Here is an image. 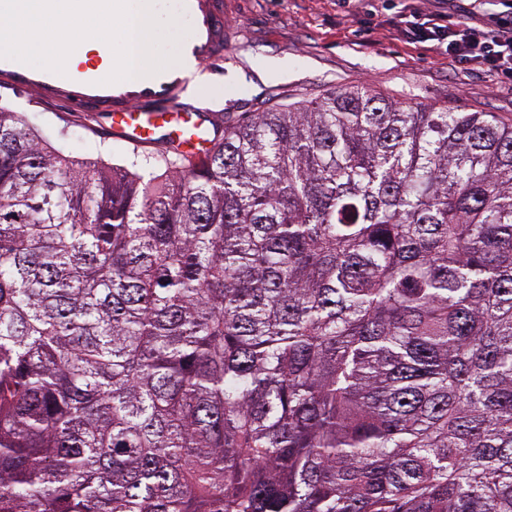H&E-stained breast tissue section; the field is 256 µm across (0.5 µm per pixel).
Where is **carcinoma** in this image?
I'll list each match as a JSON object with an SVG mask.
<instances>
[{
	"instance_id": "carcinoma-1",
	"label": "carcinoma",
	"mask_w": 512,
	"mask_h": 512,
	"mask_svg": "<svg viewBox=\"0 0 512 512\" xmlns=\"http://www.w3.org/2000/svg\"><path fill=\"white\" fill-rule=\"evenodd\" d=\"M74 139L0 106V512H512L511 115Z\"/></svg>"
}]
</instances>
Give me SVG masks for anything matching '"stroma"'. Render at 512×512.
Here are the masks:
<instances>
[{
	"label": "stroma",
	"instance_id": "obj_1",
	"mask_svg": "<svg viewBox=\"0 0 512 512\" xmlns=\"http://www.w3.org/2000/svg\"><path fill=\"white\" fill-rule=\"evenodd\" d=\"M414 10L485 24L488 0H224L223 76L203 95L225 116L302 104L344 85L412 103L512 113V79H491L414 42L399 19ZM0 105L40 126L69 127L84 157L111 158L96 114L77 116L37 92L0 86Z\"/></svg>",
	"mask_w": 512,
	"mask_h": 512
}]
</instances>
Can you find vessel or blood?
<instances>
[{
  "instance_id": "1",
  "label": "vessel or blood",
  "mask_w": 512,
  "mask_h": 512,
  "mask_svg": "<svg viewBox=\"0 0 512 512\" xmlns=\"http://www.w3.org/2000/svg\"><path fill=\"white\" fill-rule=\"evenodd\" d=\"M160 18H175L189 32L180 53L195 68H207L224 60V0H153ZM115 57L102 43L96 49L76 47L58 74L0 58V82L35 90L51 104H65L73 112H96L109 124L107 133L139 148L154 146L165 132L177 140H192L201 150L207 140L213 113L208 103L188 99V80L179 70L165 69L154 75L108 82Z\"/></svg>"
}]
</instances>
